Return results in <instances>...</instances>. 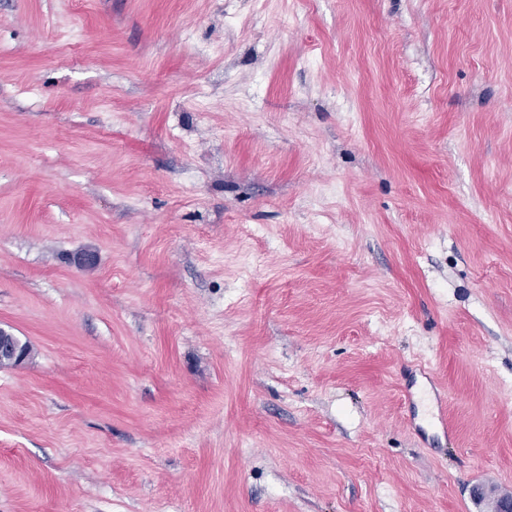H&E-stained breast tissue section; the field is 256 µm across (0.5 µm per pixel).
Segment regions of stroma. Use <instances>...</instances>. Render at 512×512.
Returning <instances> with one entry per match:
<instances>
[{"mask_svg":"<svg viewBox=\"0 0 512 512\" xmlns=\"http://www.w3.org/2000/svg\"><path fill=\"white\" fill-rule=\"evenodd\" d=\"M0 328V512L512 494V0H0ZM23 343L28 346L31 353L30 345L27 342ZM23 343L16 336L0 329V361H15L16 366L24 364L28 355L23 348Z\"/></svg>","mask_w":512,"mask_h":512,"instance_id":"35a3bbf8","label":"stroma"}]
</instances>
